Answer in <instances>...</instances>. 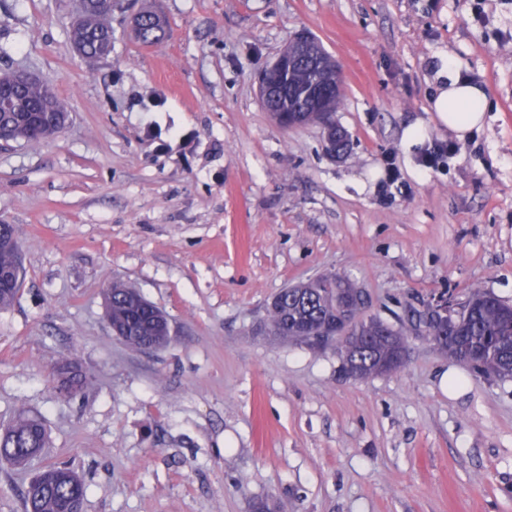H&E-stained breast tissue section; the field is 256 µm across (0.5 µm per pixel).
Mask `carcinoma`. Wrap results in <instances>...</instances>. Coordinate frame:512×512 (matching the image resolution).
Masks as SVG:
<instances>
[{
    "label": "carcinoma",
    "mask_w": 512,
    "mask_h": 512,
    "mask_svg": "<svg viewBox=\"0 0 512 512\" xmlns=\"http://www.w3.org/2000/svg\"><path fill=\"white\" fill-rule=\"evenodd\" d=\"M84 7L74 21L71 40L83 56L104 53L112 44V15L102 8L101 0H83ZM141 22L135 33L138 42L155 45L162 42L156 33L155 21L161 20L151 10L140 12ZM297 59L288 77L272 80L278 89L289 92V112L285 117H310L312 100L306 92L330 78L321 66L330 55L317 46L320 60L299 61L300 52L294 44L286 47ZM67 103L56 96L40 80L20 82L13 72L0 74V126L22 127L28 140L39 141L58 134L62 127L46 120V114L64 115ZM16 227L0 224V272L12 279L0 286V309L10 307L18 296L24 280L21 250ZM354 284L339 274H325L305 284L280 291L267 308L262 329L300 345L317 347L320 337L333 331H347L350 345L359 349L344 351V368L354 377L375 373L379 362L391 358L405 334L377 318H362L364 307L352 295ZM112 299V323L123 330L120 340L132 350H142L151 341L164 340L161 310L145 304L135 287L115 281L107 289ZM408 330L416 334L427 331L435 336L434 346L450 358L466 363L482 377H512V305L505 304L480 288H472L460 302V310L446 319H434L428 309H412ZM447 334L455 340H441ZM47 433L40 418L21 415L0 429V464L22 467L32 460V453L47 448ZM87 486L66 465L45 467L23 492L24 512H68L74 498L85 499Z\"/></svg>",
    "instance_id": "cac0c4a2"
}]
</instances>
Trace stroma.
<instances>
[{
  "label": "stroma",
  "instance_id": "1",
  "mask_svg": "<svg viewBox=\"0 0 512 512\" xmlns=\"http://www.w3.org/2000/svg\"><path fill=\"white\" fill-rule=\"evenodd\" d=\"M144 9L167 21L160 44L130 34ZM76 10L0 0V71L37 74L70 113L54 138L0 142V224L26 268L0 310V426L39 416L50 443L0 469V512L55 463L87 485L83 512H512V379L413 336L401 368L354 378L335 345L259 332L282 288L330 273L395 327L474 285L512 305V0H114L101 60L74 51ZM301 31L345 76L339 158L319 124L282 128L259 97ZM443 54L486 118L425 170L449 138L430 112ZM115 280L168 313L166 348L112 336Z\"/></svg>",
  "mask_w": 512,
  "mask_h": 512
}]
</instances>
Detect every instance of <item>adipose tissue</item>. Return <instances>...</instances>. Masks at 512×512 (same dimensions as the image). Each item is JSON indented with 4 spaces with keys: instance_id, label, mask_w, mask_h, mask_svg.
Segmentation results:
<instances>
[{
    "instance_id": "obj_1",
    "label": "adipose tissue",
    "mask_w": 512,
    "mask_h": 512,
    "mask_svg": "<svg viewBox=\"0 0 512 512\" xmlns=\"http://www.w3.org/2000/svg\"><path fill=\"white\" fill-rule=\"evenodd\" d=\"M437 79L439 86L431 100L433 119L457 139H465L482 126L487 96L470 79L452 72L448 61L440 62Z\"/></svg>"
}]
</instances>
